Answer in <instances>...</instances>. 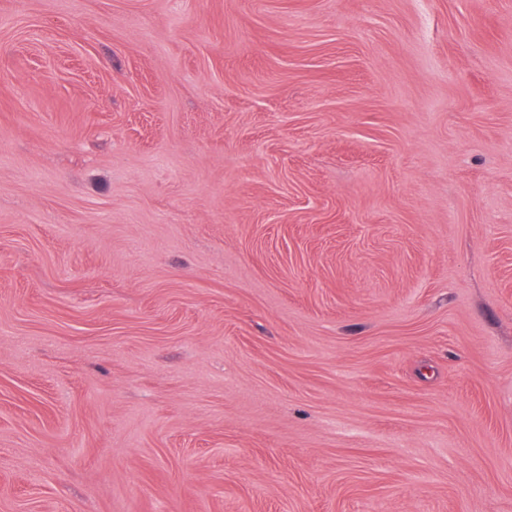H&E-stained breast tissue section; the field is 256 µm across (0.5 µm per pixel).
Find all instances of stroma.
<instances>
[{
	"instance_id": "stroma-1",
	"label": "stroma",
	"mask_w": 512,
	"mask_h": 512,
	"mask_svg": "<svg viewBox=\"0 0 512 512\" xmlns=\"http://www.w3.org/2000/svg\"><path fill=\"white\" fill-rule=\"evenodd\" d=\"M0 512H512V0H0Z\"/></svg>"
}]
</instances>
